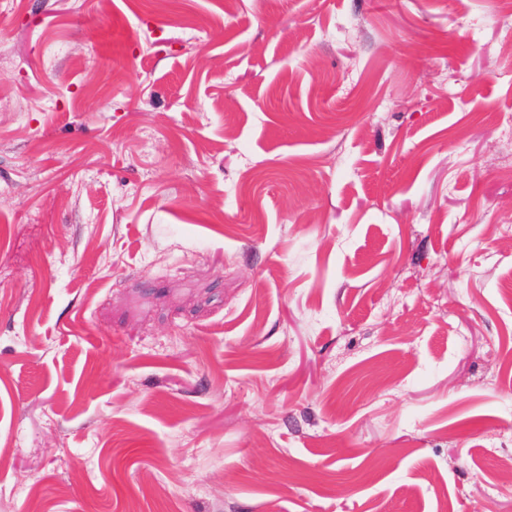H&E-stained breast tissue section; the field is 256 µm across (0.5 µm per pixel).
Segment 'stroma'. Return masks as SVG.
<instances>
[{
  "mask_svg": "<svg viewBox=\"0 0 512 512\" xmlns=\"http://www.w3.org/2000/svg\"><path fill=\"white\" fill-rule=\"evenodd\" d=\"M501 0H0V512H512Z\"/></svg>",
  "mask_w": 512,
  "mask_h": 512,
  "instance_id": "1",
  "label": "stroma"
}]
</instances>
